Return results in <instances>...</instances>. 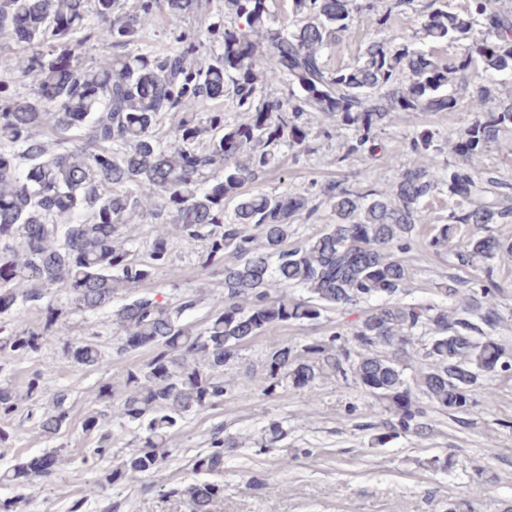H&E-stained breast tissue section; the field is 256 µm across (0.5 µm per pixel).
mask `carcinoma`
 <instances>
[{"instance_id":"cac0c4a2","label":"carcinoma","mask_w":512,"mask_h":512,"mask_svg":"<svg viewBox=\"0 0 512 512\" xmlns=\"http://www.w3.org/2000/svg\"><path fill=\"white\" fill-rule=\"evenodd\" d=\"M413 2L292 0L291 21L278 24L273 0H224V20L151 57L137 45L155 11L178 26L203 9L202 0H137L133 9L123 0H0V39L28 49L19 78L30 86L22 95L0 91V373L56 343L79 367L103 365L97 334L56 336L71 314H107L118 356L153 351L124 384L99 387L112 420L135 425L136 442L100 484L158 471L180 424L224 402V365L255 336L269 341L262 363L268 397L287 380L311 392L329 371L386 400L388 428L414 435L426 429L428 402L454 415L490 404L494 393L479 378L512 370V346L496 336L493 271L482 279L448 276L438 288L441 306L407 304L401 295L411 288L404 255L424 221L423 202L436 194L448 192L453 206L428 248L453 247L461 266L504 248L497 225L512 224V184L477 164L512 133V95L502 98L497 88L498 76L512 74V12L496 0H466L461 11L447 0H421L411 38L392 21ZM364 12L388 36L369 42L356 63L328 68L323 51ZM50 33L58 45L46 51ZM461 40L471 44L447 60L435 54ZM90 42L119 53L87 64L76 50ZM459 76L470 81L473 119L451 143L454 161H437L444 146L422 128L384 192L335 180L305 194L241 193L279 163L282 147L315 152L314 117L331 119L322 130L328 137L334 127L351 131L337 163L372 159L393 113L455 109L459 99L448 85ZM228 93L245 114L239 122L215 108ZM175 114L163 142L162 120ZM323 209L332 222L290 245L294 224L318 220ZM146 216L156 220L147 246L128 233L131 221ZM471 226L481 233L465 234ZM176 241L201 244V269L224 275V304L204 325L181 321L197 305L190 293L173 306L137 294L112 308L119 289L136 288L167 265ZM294 288L308 296H293ZM374 297L384 302L350 330L303 345L302 358L277 338L290 321H315L327 309ZM20 312L35 313V325H19ZM418 328L428 336L415 350L421 363L410 381L405 370ZM50 372L49 365L34 369L21 395L0 380L1 448L16 436L12 421L24 405L39 412L47 440L66 427L65 393L43 385ZM82 432L94 440V455L112 454L104 413L90 411ZM234 445L216 429L192 460L200 479L167 495L187 500L191 512H210L224 490V449ZM64 462L54 446L18 459L0 482L48 485Z\"/></svg>"}]
</instances>
